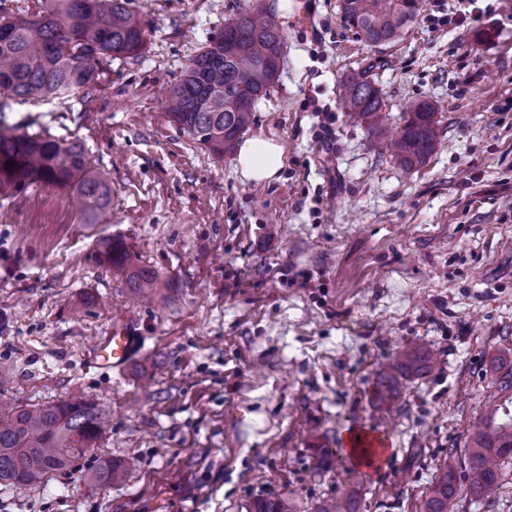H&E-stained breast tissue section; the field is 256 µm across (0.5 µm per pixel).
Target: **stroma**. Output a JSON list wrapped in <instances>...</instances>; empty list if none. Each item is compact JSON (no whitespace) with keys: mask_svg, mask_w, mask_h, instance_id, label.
I'll return each instance as SVG.
<instances>
[{"mask_svg":"<svg viewBox=\"0 0 512 512\" xmlns=\"http://www.w3.org/2000/svg\"><path fill=\"white\" fill-rule=\"evenodd\" d=\"M134 0L147 22L135 57L93 96L11 104L0 119L80 140L109 171L112 205L84 223L48 183L0 187V397L44 404L81 393L108 413L77 466L37 491L0 484V512H294L358 490L361 512H418L437 470L460 478L456 512H512V458L473 500L467 439L512 358V0H425L395 42L371 46L339 0ZM271 12L284 57L254 104L248 136L284 147L258 187L171 122L163 101L199 50L255 8ZM369 70L377 128L340 108ZM431 103L441 145L403 171L385 144L409 104ZM122 239L161 286L151 301L100 267ZM145 345L121 372L91 363L114 320ZM425 342L438 365L376 405L374 374ZM356 427L388 450L368 469ZM124 479L91 485L101 458Z\"/></svg>","mask_w":512,"mask_h":512,"instance_id":"35a3bbf8","label":"stroma"}]
</instances>
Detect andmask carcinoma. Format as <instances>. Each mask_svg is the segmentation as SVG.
Here are the masks:
<instances>
[{
  "instance_id": "obj_1",
  "label": "carcinoma",
  "mask_w": 512,
  "mask_h": 512,
  "mask_svg": "<svg viewBox=\"0 0 512 512\" xmlns=\"http://www.w3.org/2000/svg\"><path fill=\"white\" fill-rule=\"evenodd\" d=\"M134 0H41L33 13L5 15L0 4V112L8 101H52L81 93L88 97L110 82L112 61L138 54L146 42V26ZM423 0H340L345 21L365 41L378 44L398 37L416 20ZM284 37L261 10L224 25L193 59L168 92L165 109L171 121L218 157L229 154L247 130L256 100L278 73ZM342 111L356 122L376 120L382 101L374 82L363 72L343 84ZM391 152L399 165L412 170L423 164L440 143L435 109L413 103ZM46 182L73 194L86 224L99 223L112 200L110 174L91 165L78 141L0 124V185L21 191ZM98 263L125 280L136 294L158 287L155 271L117 237L101 239ZM433 352L424 342L409 343L389 357L376 373L374 398L390 405L400 381L422 379L433 372ZM498 391H512V365L495 356L489 362ZM499 404L491 400L486 417L469 437L466 468L472 474L470 495L483 498L502 479L500 461L512 458V425L498 424ZM106 412L81 395L43 405L0 404V483L39 488L51 476L67 471L88 455L103 436ZM122 462L101 459L88 472L96 485L120 481ZM459 495L456 470L445 465L430 483L419 512H455ZM253 512H292L287 501L260 498ZM349 491L324 501L316 512H358Z\"/></svg>"
}]
</instances>
